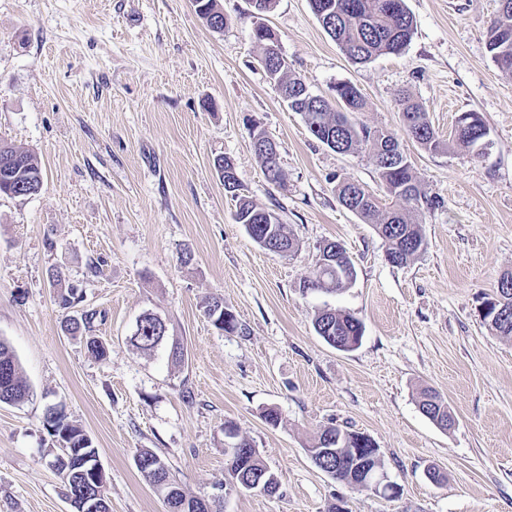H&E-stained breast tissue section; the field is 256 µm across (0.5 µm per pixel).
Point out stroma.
<instances>
[{
  "label": "stroma",
  "instance_id": "35a3bbf8",
  "mask_svg": "<svg viewBox=\"0 0 512 512\" xmlns=\"http://www.w3.org/2000/svg\"><path fill=\"white\" fill-rule=\"evenodd\" d=\"M414 35L398 55L353 63L309 0H217L227 23L208 26L192 0H0V142L34 154L40 192L0 197V338L30 387L0 403V512H72L48 465L60 448L45 423L62 407L92 438L111 512H167L137 471L148 449L193 495L222 512H512V340L479 315L512 271V73L485 34L498 0H406ZM276 34L289 74L331 96L349 81L367 106L353 121L394 133L428 194L426 250L403 267L386 259L374 225L343 208L340 182L383 195L369 155L317 141L259 62L257 24ZM409 91L440 136L479 113L489 146L422 150L395 107ZM276 142L284 182L271 184L249 135ZM229 156L240 193L274 210L298 242L281 256L235 219L237 199L213 168ZM339 241L355 282L334 294L302 291L319 246ZM191 254L182 264V254ZM77 287L71 311L61 290ZM220 296L241 329L218 331L205 309ZM361 320L356 348L314 329L323 308ZM95 312L101 361L63 329L65 314ZM160 316L187 350L136 351L144 314ZM436 390L455 424L422 414ZM281 420L265 422L267 408ZM235 424L280 478L276 493L224 496V424ZM336 425L370 437L397 496L335 480L311 461Z\"/></svg>",
  "mask_w": 512,
  "mask_h": 512
}]
</instances>
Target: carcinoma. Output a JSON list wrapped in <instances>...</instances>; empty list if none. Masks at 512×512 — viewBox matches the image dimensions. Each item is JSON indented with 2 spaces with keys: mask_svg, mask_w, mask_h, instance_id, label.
Returning <instances> with one entry per match:
<instances>
[{
  "mask_svg": "<svg viewBox=\"0 0 512 512\" xmlns=\"http://www.w3.org/2000/svg\"><path fill=\"white\" fill-rule=\"evenodd\" d=\"M198 14L206 23L217 28V22H227L224 13L218 10L216 0H195ZM497 17L491 21L486 32V46L491 58L499 68L512 72V0H499ZM315 15L329 11L331 29L327 34L340 50L353 62L368 63L382 55H398L410 43L414 34V19L406 0H310ZM254 37L261 46L260 64L277 86L282 97L288 99V108L304 118L311 135L321 144L329 145L334 140L340 154H360L371 151L379 180L390 203L383 205L379 198L355 182H342L337 187L338 201L345 209L353 212L367 224L376 226L385 239L387 257L391 264L403 266L414 260L419 252L406 248L407 240L426 244L419 214L441 206V200L427 194L421 179L412 164L404 156L397 137L380 129H374L351 120V114L362 112L366 101L358 88L350 82H339L333 87L330 98L311 96L307 86L299 77L287 75L288 66L274 63L272 56L278 48L274 32L261 24L255 28ZM398 112L404 131L422 149L438 153L454 143L468 149L477 148L481 131L486 127L484 120L470 128L455 125L449 139H443L434 129L428 112L409 94L403 92L397 99ZM261 159L268 181L280 184L284 175L278 162V153L265 147L253 145ZM42 169L37 159L28 151L0 142V196L26 197L37 194L42 186ZM239 178L230 175L224 181V191L238 199L236 220L242 224L249 237L257 242L264 241L263 248L287 256L298 247L296 239L287 231L278 215L256 206L252 201L238 197ZM317 273L312 279L303 281L302 288L324 293H336L343 288L342 271L336 265L317 262ZM206 314L213 326L227 333L240 330L233 313H224V300L213 298L206 307ZM94 314L85 312L81 317H66L65 330L72 336H81L90 328ZM166 325L157 319L144 316L130 337V343L137 350L148 353L164 341ZM316 333L329 345L342 349L355 347L362 338L360 320L350 313L327 308L320 311L314 320ZM7 367L9 375L0 377V403L13 405L23 403L29 396V386L24 380L17 357L10 345L0 340V368ZM422 412L435 421L448 419V404L435 392H426L420 401ZM63 443L76 438L83 442L82 450H94L92 438L78 424L68 420L66 414L56 419H45ZM328 429H323L313 450L321 448H354L350 438L360 434L337 429L339 443L327 441ZM243 447L250 449L245 456H227L224 482L234 483L242 491L268 492L267 484L279 487V478L274 474L253 442L242 438ZM136 457L141 459L137 470L150 486L164 482L169 494L164 501L168 512H205L204 499L188 494L170 473L168 466L156 453L142 449ZM54 470L62 476L68 494L82 492L83 482L77 474L75 462L64 452L53 457ZM354 461L344 460L336 465V455L325 456L322 466L335 471V479L348 485L361 482L363 472L351 469Z\"/></svg>",
  "mask_w": 512,
  "mask_h": 512,
  "instance_id": "obj_1",
  "label": "carcinoma"
}]
</instances>
